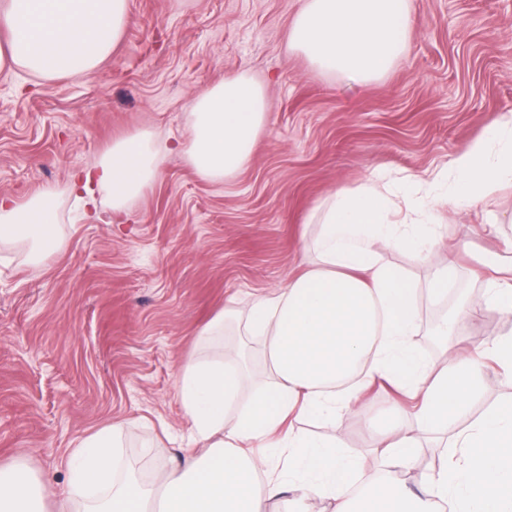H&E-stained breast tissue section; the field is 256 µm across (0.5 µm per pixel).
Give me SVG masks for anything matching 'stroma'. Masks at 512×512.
<instances>
[{
  "instance_id": "1",
  "label": "stroma",
  "mask_w": 512,
  "mask_h": 512,
  "mask_svg": "<svg viewBox=\"0 0 512 512\" xmlns=\"http://www.w3.org/2000/svg\"><path fill=\"white\" fill-rule=\"evenodd\" d=\"M303 0H128V20L111 55L88 75L0 72V195L26 201L59 195L60 246L45 258L0 248V465H25L51 490L54 512L67 485L66 460L101 427L123 424L122 463L159 473L191 447L175 394L190 362L251 357L248 401L268 379L263 337L248 335L257 296L314 267L318 225L311 210L336 188H355L378 167L424 179L479 137L491 116L512 111V0H408L406 45L391 71L359 82L314 69L288 47ZM263 81L267 125L250 162L221 182L201 178L184 156L165 153L153 186L123 224L90 216L70 189L80 171L117 139L151 129L163 143L185 136L198 94L224 79ZM512 187L465 209L438 205L415 222L438 224L457 253L445 299L419 300L412 341L425 360L475 350L500 338L495 308L436 334L460 299L480 300L485 260L512 240ZM236 316L211 321L225 304ZM512 401V372L489 363L484 390L465 418L430 433L401 477L463 463L455 435L490 407ZM411 400L377 380L355 410L301 430L366 449L358 485L378 473L363 418Z\"/></svg>"
}]
</instances>
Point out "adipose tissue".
I'll use <instances>...</instances> for the list:
<instances>
[{
  "label": "adipose tissue",
  "mask_w": 512,
  "mask_h": 512,
  "mask_svg": "<svg viewBox=\"0 0 512 512\" xmlns=\"http://www.w3.org/2000/svg\"><path fill=\"white\" fill-rule=\"evenodd\" d=\"M128 0H0V71L37 76L89 74L111 53L125 27ZM407 0H305L290 30L289 46L318 70L364 80L387 74L405 45ZM269 110L264 88L237 76L200 93L182 152L203 179L221 181L250 161ZM161 150L149 130L113 142L92 165L75 174L73 190L85 204L107 190L113 219L154 183ZM442 180L447 202L465 205L512 185V113L494 115L485 138L472 141L451 161ZM319 260L278 293L255 300L246 328L266 340L272 379L247 405L239 396L250 377L241 366L196 361L181 367L176 396L198 453L183 456L159 484L119 474V427L97 431L70 452L71 481L59 512H266L268 500L290 491L285 512H307L311 496L330 512H512V402L487 410L461 438L467 450L464 478L441 468L423 474L412 494L397 477L422 437L465 414L483 390L488 358L512 365V331L488 350L426 361L411 338L418 326L421 293L448 295L454 254L438 256L426 286L382 261L381 249L401 247L436 254L429 224L398 216L376 179L341 187L315 209ZM53 191L18 202L0 197V243L28 244L34 256L58 241ZM484 305L512 316V256L493 266ZM364 370L365 381L383 376L412 399L391 408L369 427L378 438L382 472L358 489L359 454L336 439L295 432L292 421L339 418L358 402L344 385ZM235 422H228L229 411ZM287 451L288 482L264 480L265 457L244 445ZM48 491L24 466L0 468V512H45Z\"/></svg>",
  "instance_id": "1"
}]
</instances>
